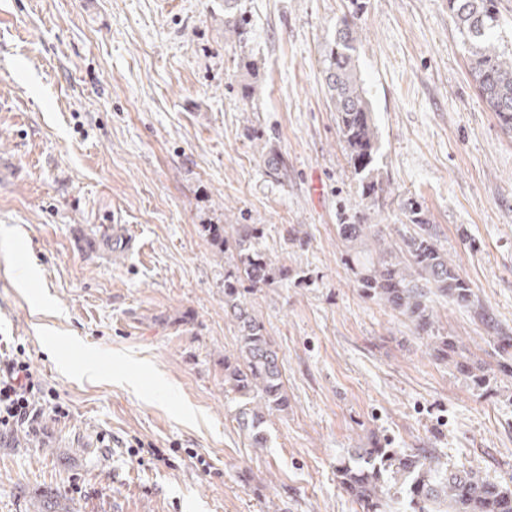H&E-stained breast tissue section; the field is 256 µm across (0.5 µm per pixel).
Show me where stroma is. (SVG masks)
I'll return each mask as SVG.
<instances>
[{
  "label": "stroma",
  "mask_w": 512,
  "mask_h": 512,
  "mask_svg": "<svg viewBox=\"0 0 512 512\" xmlns=\"http://www.w3.org/2000/svg\"><path fill=\"white\" fill-rule=\"evenodd\" d=\"M240 8L247 35L231 44L224 0H0V338L69 411L47 436L0 437V512H356L336 461L374 436L512 478V377L485 393L431 357L412 324L361 295L336 235L344 211L406 231L419 203L512 327V134L468 73L448 0ZM344 16L363 28L378 131L370 203L322 74ZM245 56L260 84L249 100ZM269 147L284 178L265 173ZM207 224L263 225L288 268L252 297L289 402L262 448L224 390L236 331ZM435 310L497 366L469 314ZM134 438L164 460L135 458Z\"/></svg>",
  "instance_id": "obj_1"
}]
</instances>
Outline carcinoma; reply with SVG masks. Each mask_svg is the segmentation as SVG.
Wrapping results in <instances>:
<instances>
[{
	"instance_id": "cac0c4a2",
	"label": "carcinoma",
	"mask_w": 512,
	"mask_h": 512,
	"mask_svg": "<svg viewBox=\"0 0 512 512\" xmlns=\"http://www.w3.org/2000/svg\"><path fill=\"white\" fill-rule=\"evenodd\" d=\"M448 11L467 47L473 80L488 109L511 133L512 52L493 36L500 27L497 0H448ZM241 27L239 0H224L225 41L239 39ZM358 31L356 23L342 21L324 50L323 72L330 111L336 113L345 150L360 177L361 196L367 199L383 188L374 175L378 132L373 108L355 58ZM262 163L274 178L287 171L274 149L262 153ZM340 220L337 235L352 248L347 263L356 269L362 293L408 319L419 337L427 339L436 360L465 374L476 387L490 389L491 369L473 361L456 337L435 328L433 303L446 301L471 313L506 360H512V329L481 301L460 265L440 246L437 225L413 205L406 213L413 233L397 241L355 215L343 212ZM205 231L214 256L232 257L224 264V317L237 331V347L224 355V390L243 400L236 422L262 448L268 418L288 409V395L282 358L250 294L274 284L284 276V267L260 247L261 224H211ZM336 478L360 512H512L508 482L491 481L463 466L444 467L429 448L401 453L378 438L338 459Z\"/></svg>"
}]
</instances>
